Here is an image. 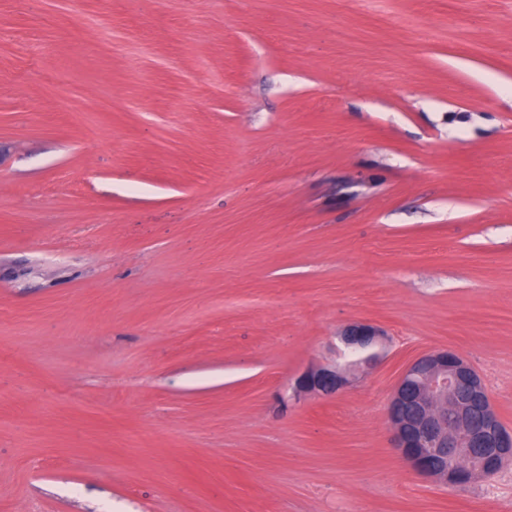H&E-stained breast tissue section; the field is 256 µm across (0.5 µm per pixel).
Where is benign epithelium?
Segmentation results:
<instances>
[{
  "label": "benign epithelium",
  "instance_id": "7a95c632",
  "mask_svg": "<svg viewBox=\"0 0 512 512\" xmlns=\"http://www.w3.org/2000/svg\"><path fill=\"white\" fill-rule=\"evenodd\" d=\"M381 331L364 323L339 335L337 356H367L308 367L296 379L300 393L331 397L350 385L354 372L370 366V352ZM394 445L418 473L442 485L470 483L487 477L512 461V434L503 427L478 373L458 354L443 350L423 354L401 374L388 407ZM451 457L457 468L436 465Z\"/></svg>",
  "mask_w": 512,
  "mask_h": 512
}]
</instances>
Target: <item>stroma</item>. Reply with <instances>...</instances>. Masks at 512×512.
Instances as JSON below:
<instances>
[{"mask_svg":"<svg viewBox=\"0 0 512 512\" xmlns=\"http://www.w3.org/2000/svg\"><path fill=\"white\" fill-rule=\"evenodd\" d=\"M438 350L512 433V0H0V512H512L394 446ZM381 331L364 323H357L345 328L339 335L341 348L337 351L338 359L332 362L308 367L296 379V392L331 397L350 385L354 372L362 365L374 364L378 357L370 353L364 358L351 362L342 359L349 352L364 353L374 348L379 342Z\"/></svg>","mask_w":512,"mask_h":512,"instance_id":"1","label":"stroma"}]
</instances>
